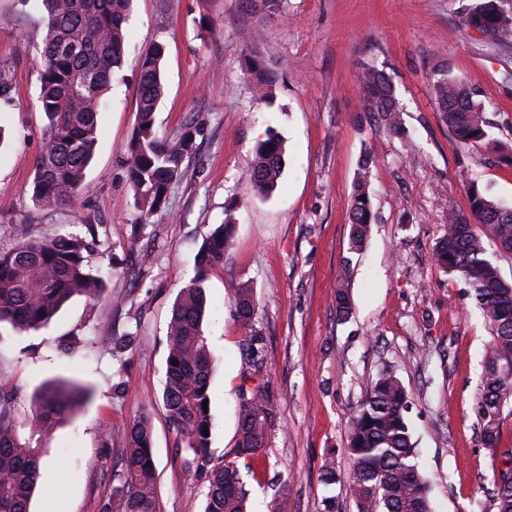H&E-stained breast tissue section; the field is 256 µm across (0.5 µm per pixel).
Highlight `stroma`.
<instances>
[{"label": "stroma", "mask_w": 512, "mask_h": 512, "mask_svg": "<svg viewBox=\"0 0 512 512\" xmlns=\"http://www.w3.org/2000/svg\"><path fill=\"white\" fill-rule=\"evenodd\" d=\"M477 0H281L256 11L244 0H132L117 81L100 114L86 190L55 211L33 206L29 188L44 146L38 95L44 37L41 0H0V64L13 100L0 114V244L17 235H93L94 298L74 297L37 330L0 327V382L15 416L32 418L52 383L88 385L87 400L35 438L43 465L30 512H99L120 483L122 435L149 418L158 512H204L211 467L237 461L250 512H267L285 490L291 512H358L349 475L348 420L367 385L394 369L433 512H496L493 474L512 448V404L499 448L478 442L475 402L490 330L467 286L433 261L449 209L468 211V184L512 206V44L462 24ZM162 43L160 134L197 126L188 173L163 212L140 226L125 158L136 125L139 58ZM260 51L277 75L276 104L258 99L244 74ZM448 63L479 90L495 147L461 146L431 95L432 71ZM390 78L403 131L361 110L357 74ZM285 166L271 195L252 187L254 147L269 130ZM376 221L361 251L350 248L349 208L363 156ZM232 220L224 263L208 268L203 331L215 359L209 388V464L197 466L168 416L163 389L167 327L212 231ZM137 252H130L132 234ZM258 303L251 325L231 301L242 286ZM345 286L349 319L336 314ZM265 338L261 367L244 354ZM134 343L114 349V336ZM265 392L273 419L264 447L236 457L241 390ZM336 473L325 485V467Z\"/></svg>", "instance_id": "1"}]
</instances>
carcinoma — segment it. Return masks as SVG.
<instances>
[{
  "label": "carcinoma",
  "mask_w": 512,
  "mask_h": 512,
  "mask_svg": "<svg viewBox=\"0 0 512 512\" xmlns=\"http://www.w3.org/2000/svg\"><path fill=\"white\" fill-rule=\"evenodd\" d=\"M132 0H42L45 36L40 74L39 105L47 123L45 145L36 159L31 184L33 204L46 210L67 205L85 188L93 157L98 121L106 93L123 63L125 23ZM464 24L497 44L512 43V13L499 0H480ZM161 44L150 46L141 58L137 122L127 159V176L145 216L164 207L171 187L183 180L195 149L197 128L187 126L168 138L156 127V110L164 93ZM245 75L258 98L272 101L275 76L257 54L246 62ZM12 73L0 67V102L12 101ZM365 111L378 115L394 132L402 129L400 109L387 76L367 69L360 76ZM432 93L442 121L463 146L492 145L486 104L446 67L436 70ZM284 166V147L275 134L257 143L253 187L272 193ZM469 212L448 211V232L435 249V263L461 277L491 328V351L484 364L482 389L476 402L481 441L488 448L500 444L504 408L512 402V379L499 367L512 363V284L487 257L482 226L498 246L512 252V214L499 210L477 184L470 185ZM372 204L365 183L359 182L349 211L350 241L363 246ZM234 224L219 225L203 242L195 276L181 289L168 326V356L163 399L182 441L194 455L208 457L211 429L209 400L214 361L202 330L206 268L224 264V251ZM93 248L77 235L51 239L22 238L0 248V325L22 333L46 325L71 298L98 296L104 278L92 273ZM237 317L250 325L255 315L252 289L237 290ZM178 364H173V361ZM86 389L77 386L47 388L34 408L30 435L47 432L57 419L82 404ZM410 397L391 370L382 371L367 388L348 425V447L355 460L351 489L359 512H432L428 488L416 461V451L405 413ZM271 413L266 398L253 393L240 414L237 454L244 460L264 446ZM126 448L121 485L100 512H157L156 474L151 429L147 418L123 435ZM41 455L29 446L13 418L11 401L0 395V512H30L33 490L40 477ZM497 512H512V469L494 475ZM205 512H247V490L237 462L211 471Z\"/></svg>",
  "instance_id": "carcinoma-1"
}]
</instances>
